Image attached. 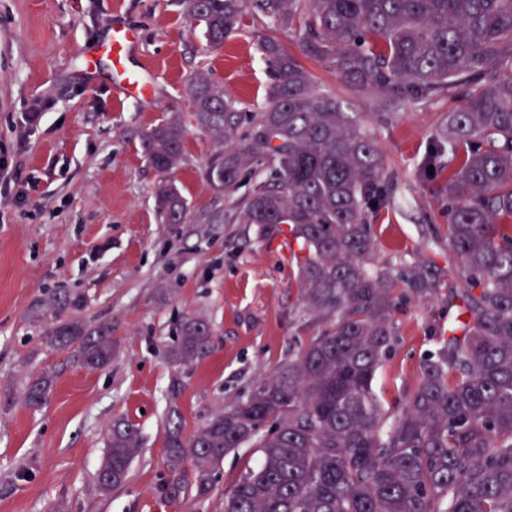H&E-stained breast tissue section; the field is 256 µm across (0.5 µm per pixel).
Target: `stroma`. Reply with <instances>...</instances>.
<instances>
[{"label":"stroma","instance_id":"stroma-1","mask_svg":"<svg viewBox=\"0 0 512 512\" xmlns=\"http://www.w3.org/2000/svg\"><path fill=\"white\" fill-rule=\"evenodd\" d=\"M115 18L139 32L130 67L149 70L150 89L135 102L113 91L109 60L94 79L76 74L79 48L102 41ZM268 37L298 57L316 92L360 114L399 183L394 206L374 223L378 261L445 262V200L417 170L459 93L382 121L379 91L303 56L298 32L261 16L246 17L209 53L182 0H0V172L9 178L0 184V512H224L225 493L258 463L255 448L227 454L200 496L191 463L173 479L164 442L172 411L194 433L318 330L304 314L286 236L201 220L228 207L206 179L223 143L197 124L187 81L204 73L244 115L262 111L272 77L259 44ZM172 111L188 136L181 164L165 177L140 137ZM32 112L37 122H28ZM164 178L185 198L189 223L158 215L154 191ZM60 288L82 297L76 318L111 322L116 351L107 366L87 369L76 352L46 344L48 304ZM447 315L441 298L399 305V349L375 378L382 399L414 386L433 347L428 327ZM187 317L209 323L212 350L176 364L168 353ZM43 374L52 379L48 398L30 407L27 386ZM120 416L139 426L140 452L127 481L104 493L98 470Z\"/></svg>","mask_w":512,"mask_h":512}]
</instances>
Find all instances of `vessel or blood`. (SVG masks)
<instances>
[{
    "label": "vessel or blood",
    "mask_w": 512,
    "mask_h": 512,
    "mask_svg": "<svg viewBox=\"0 0 512 512\" xmlns=\"http://www.w3.org/2000/svg\"><path fill=\"white\" fill-rule=\"evenodd\" d=\"M138 44L139 35L135 28L117 20L112 21L105 41L82 48L80 76L94 77L97 60L108 58L112 66L113 89L125 97L137 98L143 87V77L129 69L128 61Z\"/></svg>",
    "instance_id": "b4317fda"
}]
</instances>
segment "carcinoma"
Returning <instances> with one entry per match:
<instances>
[{"label": "carcinoma", "instance_id": "carcinoma-1", "mask_svg": "<svg viewBox=\"0 0 512 512\" xmlns=\"http://www.w3.org/2000/svg\"><path fill=\"white\" fill-rule=\"evenodd\" d=\"M217 49L247 16L299 23L303 53L342 79L378 89L383 119L405 104L457 87L465 104L432 135L420 171L443 184L447 265L377 264L373 222L397 181L368 126L314 92L311 75L281 43L261 52L272 69L265 110L237 134L236 103L202 74L186 86L198 125L224 137L207 168L235 211L217 224H286L301 298L319 330L297 355L195 433L171 420L165 448L174 472L191 462L195 491L209 494L224 456L259 449L256 467L224 495V512H512V0H183ZM187 130L176 115L144 130L141 146L159 172L176 168ZM448 154V164L441 156ZM247 194H239L245 178ZM167 224L188 221L186 201L162 184ZM441 296L448 322L419 363L414 388L383 403L374 380L397 351L393 312ZM47 343L73 349L96 370L112 361V323L59 319ZM207 322L189 317L169 357H204ZM51 381L26 390L32 407ZM140 450L128 418L112 422L99 488L123 484Z\"/></svg>", "mask_w": 512, "mask_h": 512}]
</instances>
